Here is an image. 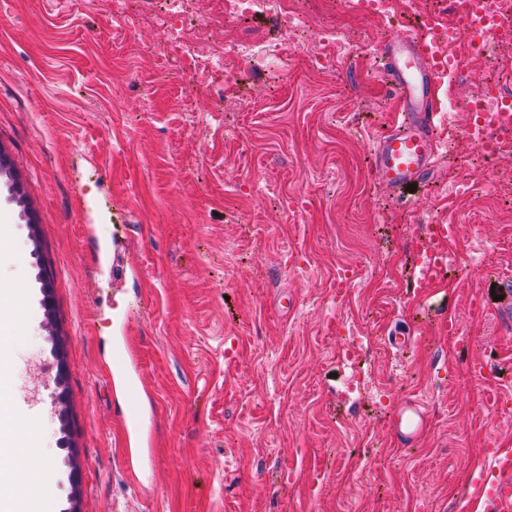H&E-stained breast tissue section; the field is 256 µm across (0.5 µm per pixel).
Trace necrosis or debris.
<instances>
[{"mask_svg":"<svg viewBox=\"0 0 512 512\" xmlns=\"http://www.w3.org/2000/svg\"><path fill=\"white\" fill-rule=\"evenodd\" d=\"M127 21L146 22L160 34L165 47L163 56L170 74H178L182 64L193 63L202 86L216 100H223L232 90L234 62L244 55H267L277 63L279 72L288 70V52L309 48L313 59L335 47L336 35L328 32L308 36L288 14V0H214L216 10L211 24L196 26L191 19L193 0H114ZM275 18L280 40L274 44L243 42L230 38L239 19L248 15Z\"/></svg>","mask_w":512,"mask_h":512,"instance_id":"necrosis-or-debris-1","label":"necrosis or debris"}]
</instances>
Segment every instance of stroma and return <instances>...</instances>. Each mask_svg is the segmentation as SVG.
I'll return each mask as SVG.
<instances>
[{"label": "stroma", "mask_w": 512, "mask_h": 512, "mask_svg": "<svg viewBox=\"0 0 512 512\" xmlns=\"http://www.w3.org/2000/svg\"><path fill=\"white\" fill-rule=\"evenodd\" d=\"M407 4L289 0L340 48L320 74L301 51L276 78L239 59L220 107L193 69L162 77L156 31L112 0H0V276L25 298L0 318V352L16 425H42L32 493L49 512L71 504L65 437L79 512H468L479 463L512 448V329L495 312L512 275L495 175L512 154L485 165L447 141L409 206L376 181L371 143L397 109L376 42ZM501 52L466 56L443 98H480ZM462 178L470 195L452 191ZM436 222L456 261L424 291L416 243ZM408 330L410 346L387 344ZM119 354L141 377L139 436L120 417ZM413 396L429 423L404 448L391 413Z\"/></svg>", "instance_id": "obj_1"}]
</instances>
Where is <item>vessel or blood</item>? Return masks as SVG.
<instances>
[{"instance_id": "obj_1", "label": "vessel or blood", "mask_w": 512, "mask_h": 512, "mask_svg": "<svg viewBox=\"0 0 512 512\" xmlns=\"http://www.w3.org/2000/svg\"><path fill=\"white\" fill-rule=\"evenodd\" d=\"M461 32L478 45L512 37V27L504 28L492 15L488 0H471L468 10H460L458 0H448ZM383 62L382 74L388 91L400 103L389 128L374 142L371 168L379 184L400 196L409 187L421 186L442 156L443 143L436 136L440 125L439 84L450 70L429 42L413 33L383 38L377 48ZM500 128H492L470 118L462 134L486 153H493L501 131L512 129V95L501 100ZM453 233L449 224H432L417 243L422 255L417 287H430L450 261L447 242ZM428 414L419 399L401 400L391 414L393 431L402 446H413L427 427ZM486 473L471 496L474 506L486 512H512V450L495 449L483 462Z\"/></svg>"}]
</instances>
